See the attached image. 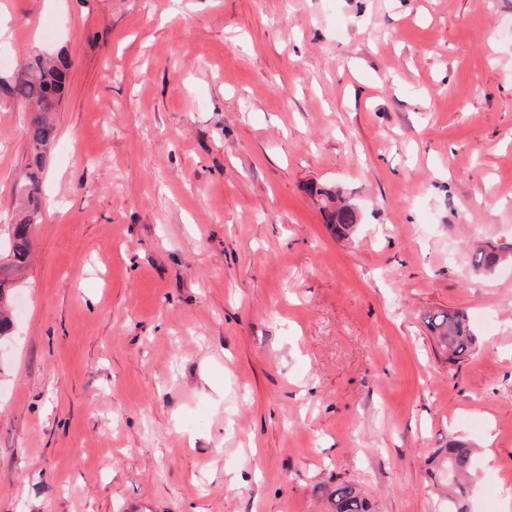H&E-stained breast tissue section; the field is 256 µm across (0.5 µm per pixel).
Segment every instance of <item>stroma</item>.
<instances>
[{
  "mask_svg": "<svg viewBox=\"0 0 512 512\" xmlns=\"http://www.w3.org/2000/svg\"><path fill=\"white\" fill-rule=\"evenodd\" d=\"M512 0H0L67 54L0 343V512H470L512 497ZM23 108L0 96V229ZM359 212L327 229L319 189ZM460 309L453 362L424 325ZM475 254L478 258L474 260L473 265L477 271L491 272L504 259L501 252L490 243L480 246ZM444 475L448 482V512H469V482L474 463V449L454 436L448 437V448H441ZM436 454V455H437ZM323 495L329 504V512H377L374 502L348 481L324 485Z\"/></svg>",
  "mask_w": 512,
  "mask_h": 512,
  "instance_id": "1",
  "label": "stroma"
}]
</instances>
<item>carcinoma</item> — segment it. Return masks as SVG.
<instances>
[{"instance_id":"cac0c4a2","label":"carcinoma","mask_w":512,"mask_h":512,"mask_svg":"<svg viewBox=\"0 0 512 512\" xmlns=\"http://www.w3.org/2000/svg\"><path fill=\"white\" fill-rule=\"evenodd\" d=\"M70 74V62L62 54L55 59L34 54L21 65L12 84L6 89L11 97L27 105L22 135L28 146L24 178L17 184L16 194L25 216L9 225L5 242L0 244V340L10 335L13 326V283L27 268L32 253V231L40 221L43 200L41 177L56 136L52 114L57 111ZM358 223L356 210L339 203L328 214V227L338 239L348 236ZM474 269L489 272L504 256L493 245L476 250ZM430 334L447 350L448 360L460 362L474 353L477 338L466 314L461 310L436 311L425 318ZM442 456L448 482V512H469V482L474 463V449L457 437H448V447L438 450ZM323 495L329 512H377L371 501L355 484L338 481L326 484Z\"/></svg>"}]
</instances>
